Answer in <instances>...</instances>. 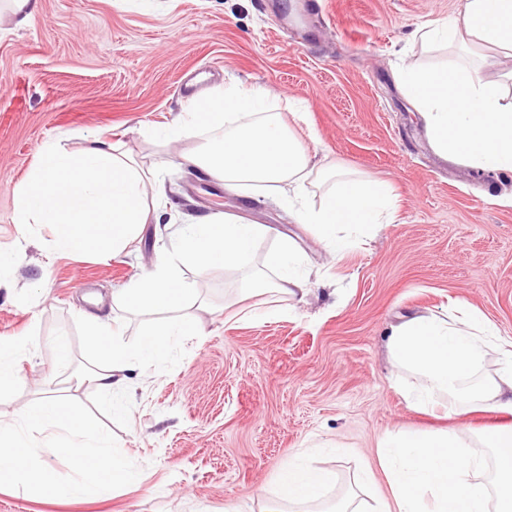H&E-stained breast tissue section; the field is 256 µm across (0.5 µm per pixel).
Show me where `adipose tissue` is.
<instances>
[{"label":"adipose tissue","mask_w":512,"mask_h":512,"mask_svg":"<svg viewBox=\"0 0 512 512\" xmlns=\"http://www.w3.org/2000/svg\"><path fill=\"white\" fill-rule=\"evenodd\" d=\"M474 38L512 57V0H466L460 18L424 32L427 41L464 46ZM402 82L417 103L434 150L491 174H512V88L484 80L478 66L459 62L442 69H409ZM182 123L169 127L166 139H181L195 126L223 130L222 138L198 145L187 161L236 190L260 187L274 193L301 189L308 179L329 184L319 208L301 207L300 223L311 225L327 247L343 253L348 244L341 230L361 238L375 236L391 215L390 194L365 176H351L333 166L310 169L309 157L280 113L274 112L263 89L230 85L203 100L189 101ZM160 180L132 159L115 154L110 142L90 140L80 152L46 145L16 195L15 221L52 228L46 246L57 252H95L102 258L125 250L142 224L156 212L152 192ZM263 224H245L233 214H213L183 225L175 257L119 296L135 310L181 308L189 290L181 277L185 264H238L265 237ZM277 270L275 281L256 276L245 281L246 295L270 293L276 298L304 296L306 281L289 243L267 257ZM87 341L103 356L102 365L86 370L81 382L93 386L115 411L132 372L165 359L175 337L195 333L188 318L149 329L133 348L118 342L119 328L102 315L86 317ZM493 330L480 317L431 314L393 328L387 338L392 362L416 373L421 388L406 393L410 407L424 410L440 401L461 411L478 408L512 414V349H502V363L478 388L466 382L485 355V338ZM494 462L491 483L478 481L481 461L467 452L464 436L447 431L433 436L388 432L377 443V469H365L374 482L382 471L372 512H512V425L486 432L480 439ZM330 472L316 469L299 453L273 477V491L264 512H365L358 490L328 503L324 493Z\"/></svg>","instance_id":"obj_1"}]
</instances>
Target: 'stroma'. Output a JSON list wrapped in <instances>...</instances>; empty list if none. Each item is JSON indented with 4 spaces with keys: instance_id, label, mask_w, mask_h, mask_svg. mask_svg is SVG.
Returning a JSON list of instances; mask_svg holds the SVG:
<instances>
[{
    "instance_id": "stroma-1",
    "label": "stroma",
    "mask_w": 512,
    "mask_h": 512,
    "mask_svg": "<svg viewBox=\"0 0 512 512\" xmlns=\"http://www.w3.org/2000/svg\"><path fill=\"white\" fill-rule=\"evenodd\" d=\"M264 0H31L32 18L16 24L0 7V254L11 264L0 286V339L28 342L17 381L0 390V422L15 423L38 392L67 390L116 436L143 477L108 497L37 495L0 487V512H224L241 502L259 512L277 467L308 449L334 472L335 501L374 463L389 430L477 433L512 423L508 414L420 412L402 389L419 382L387 357L391 326L423 312H470L496 330L484 368L500 366L498 344L512 341V175H493L440 159L398 75L443 66L461 51L414 40L415 32L459 16L465 0H329L315 18L317 38L299 43ZM237 84L269 91L293 121L303 104L316 161L333 163L392 190L393 217L374 238L342 255L329 252L288 201L260 190L225 191L182 153L214 138L209 128L178 143L149 133L179 120L188 100ZM112 143L165 187L156 222L142 225L128 249L103 262L95 253H53L46 227L15 224L16 192L45 144L76 152L87 139ZM234 212L270 227L237 265H188L185 309L197 333L177 338L165 361L134 376L123 411L77 385L97 358L85 315L111 316L121 340L137 345L157 321L113 298L170 259L179 226ZM300 255L305 297L286 315L242 320L243 306L271 307L270 296L240 299L253 274L274 279L266 258L281 240ZM66 336L71 357L47 344Z\"/></svg>"
}]
</instances>
